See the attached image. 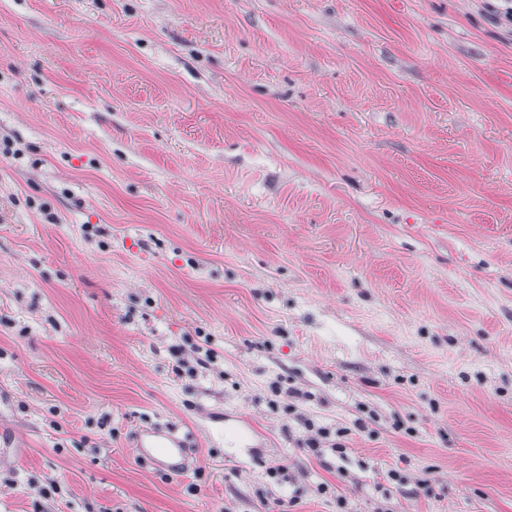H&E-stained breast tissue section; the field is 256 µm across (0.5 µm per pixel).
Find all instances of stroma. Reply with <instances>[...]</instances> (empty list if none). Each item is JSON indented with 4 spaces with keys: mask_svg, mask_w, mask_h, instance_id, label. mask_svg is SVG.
I'll list each match as a JSON object with an SVG mask.
<instances>
[{
    "mask_svg": "<svg viewBox=\"0 0 512 512\" xmlns=\"http://www.w3.org/2000/svg\"><path fill=\"white\" fill-rule=\"evenodd\" d=\"M168 425L185 470L136 446ZM292 496L512 512V27L486 0H0V512Z\"/></svg>",
    "mask_w": 512,
    "mask_h": 512,
    "instance_id": "stroma-1",
    "label": "stroma"
}]
</instances>
